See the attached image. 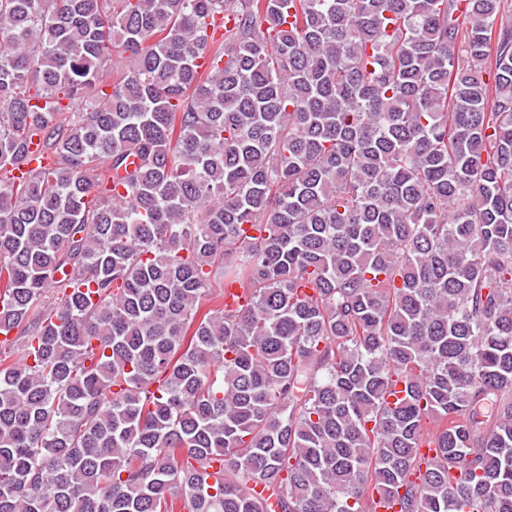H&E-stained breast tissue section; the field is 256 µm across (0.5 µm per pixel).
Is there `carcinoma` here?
<instances>
[{
    "mask_svg": "<svg viewBox=\"0 0 512 512\" xmlns=\"http://www.w3.org/2000/svg\"><path fill=\"white\" fill-rule=\"evenodd\" d=\"M503 12L0 0V512H512Z\"/></svg>",
    "mask_w": 512,
    "mask_h": 512,
    "instance_id": "obj_1",
    "label": "carcinoma"
}]
</instances>
